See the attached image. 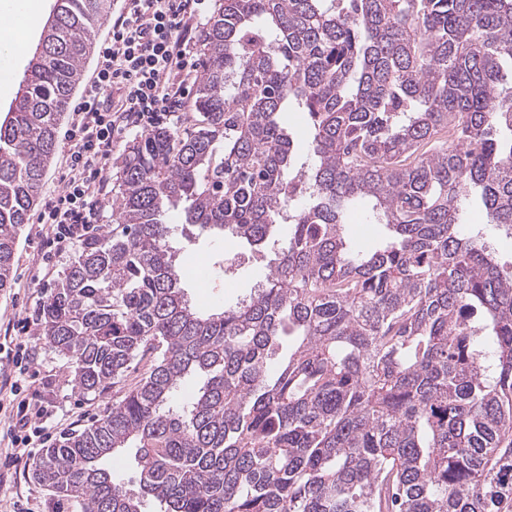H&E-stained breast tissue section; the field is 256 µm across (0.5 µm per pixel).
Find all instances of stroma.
Wrapping results in <instances>:
<instances>
[{"instance_id":"1","label":"stroma","mask_w":512,"mask_h":512,"mask_svg":"<svg viewBox=\"0 0 512 512\" xmlns=\"http://www.w3.org/2000/svg\"><path fill=\"white\" fill-rule=\"evenodd\" d=\"M38 229L36 219L32 218L20 232L12 284L0 291V335L4 334L10 319L18 316L32 319L25 395L45 415L51 416L49 433L58 441L65 434L87 427L106 415L113 399L133 387L150 362L142 360L121 380L97 393L87 394L72 385L67 359L46 345L41 325L35 320L38 309L55 286L54 280L40 282L36 279L39 269L34 257L40 248ZM239 249L234 241L212 234L195 238L189 250L179 252L183 286L196 309L206 312L235 302L264 276L267 260L253 253L236 267L233 278H225V256ZM33 466V459L9 461L0 453V512H11L17 500L27 503L33 512H85L83 503L59 497L39 485L32 475Z\"/></svg>"}]
</instances>
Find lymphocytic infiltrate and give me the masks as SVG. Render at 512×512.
Wrapping results in <instances>:
<instances>
[{"label":"lymphocytic infiltrate","instance_id":"obj_1","mask_svg":"<svg viewBox=\"0 0 512 512\" xmlns=\"http://www.w3.org/2000/svg\"><path fill=\"white\" fill-rule=\"evenodd\" d=\"M203 0H125L112 18V35L97 53L95 75L74 108L65 134L69 172L44 202L41 244L63 253L97 223L111 172L107 158L115 137L153 126L161 113L184 111L195 64L193 24ZM42 414L19 402L8 428L13 459L30 455L43 428Z\"/></svg>","mask_w":512,"mask_h":512}]
</instances>
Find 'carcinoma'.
Masks as SVG:
<instances>
[{"instance_id":"carcinoma-1","label":"carcinoma","mask_w":512,"mask_h":512,"mask_svg":"<svg viewBox=\"0 0 512 512\" xmlns=\"http://www.w3.org/2000/svg\"><path fill=\"white\" fill-rule=\"evenodd\" d=\"M55 4L0 119V289L106 12ZM197 43L191 128L128 143L38 313L83 392L149 371L33 477L86 512H512V272L465 225L475 196L512 230V0H221ZM185 225L270 249L262 282L193 309ZM129 448L135 494L103 467ZM351 224H347L346 233L352 238L354 245L361 250H370L379 245L383 238L381 225L373 224L370 218V206L367 202L360 203L353 213ZM369 224L372 227V232L365 237H361L358 232L360 224Z\"/></svg>"}]
</instances>
